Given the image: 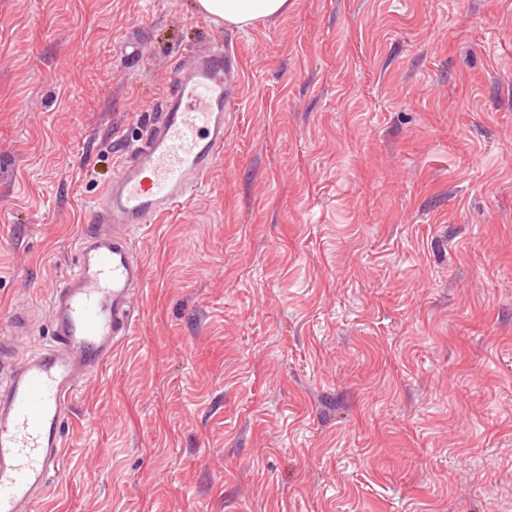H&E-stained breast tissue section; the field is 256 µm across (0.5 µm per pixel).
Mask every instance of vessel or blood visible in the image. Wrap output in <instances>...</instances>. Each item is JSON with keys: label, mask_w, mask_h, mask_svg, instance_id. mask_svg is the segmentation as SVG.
Here are the masks:
<instances>
[{"label": "vessel or blood", "mask_w": 512, "mask_h": 512, "mask_svg": "<svg viewBox=\"0 0 512 512\" xmlns=\"http://www.w3.org/2000/svg\"><path fill=\"white\" fill-rule=\"evenodd\" d=\"M237 59L223 48L194 53L168 80L155 122L85 213L72 271L48 305L49 341L13 364L0 386V512H36L59 470L63 429L81 386L129 336L144 267L132 235L182 206L224 152V114L237 99ZM0 357L28 335L17 310Z\"/></svg>", "instance_id": "obj_1"}]
</instances>
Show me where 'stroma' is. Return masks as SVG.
Segmentation results:
<instances>
[{
    "label": "stroma",
    "mask_w": 512,
    "mask_h": 512,
    "mask_svg": "<svg viewBox=\"0 0 512 512\" xmlns=\"http://www.w3.org/2000/svg\"><path fill=\"white\" fill-rule=\"evenodd\" d=\"M224 153L134 234L133 329L40 512H512V0H0V317L25 358L176 62ZM291 0H198V8L215 20L244 29L263 19L288 13ZM8 332L4 333L2 328V335L0 336V357L1 361L8 358L14 349L15 342L22 339V336H30L28 329V318L21 310H15L7 318Z\"/></svg>",
    "instance_id": "stroma-1"
}]
</instances>
